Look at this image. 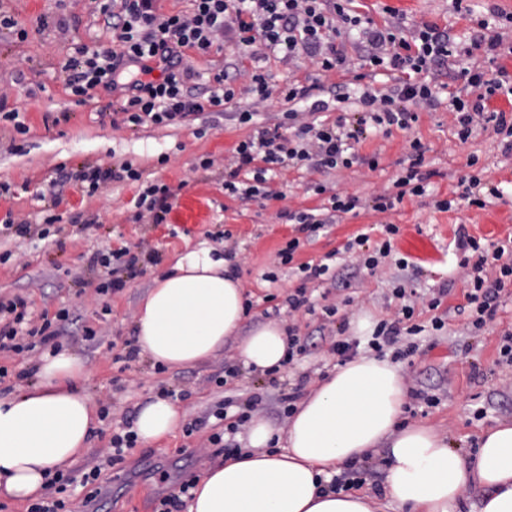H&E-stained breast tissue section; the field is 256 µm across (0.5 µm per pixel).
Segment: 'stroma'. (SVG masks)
I'll return each mask as SVG.
<instances>
[{
	"label": "stroma",
	"mask_w": 512,
	"mask_h": 512,
	"mask_svg": "<svg viewBox=\"0 0 512 512\" xmlns=\"http://www.w3.org/2000/svg\"><path fill=\"white\" fill-rule=\"evenodd\" d=\"M466 3L472 13L468 19L455 12L452 0H358L362 13L377 25L397 20L409 29L434 23L464 43L473 34V19L487 16L490 7L512 13V0ZM0 9L13 15L28 33L22 41L14 32L0 30V90L7 92L8 108L17 109L28 128L21 135L12 123L0 122V182L11 186L10 195L0 197V218L10 213L38 223L50 207L61 217L60 233L43 240L0 236V253L11 254L7 263L0 264V296L26 295L36 313L71 308L78 318L71 327L74 336L93 328L99 343L88 346L66 339L62 345L84 362L80 390L92 401L113 405L109 420L100 423L88 448L75 460V468L94 461L106 448L113 428L134 421L140 405L158 396L162 388L176 391L175 404L181 413V427L157 440L138 443L122 463L103 470L99 512H154L158 499L179 483L201 476L222 461L223 453L207 441L208 430L188 437L183 426L224 398L242 404L261 396L257 415L286 429L284 397L296 386L310 393L339 362L332 350L334 326H341L344 336L351 338L362 316L375 322L394 319L402 305L393 293L398 286L410 292L416 321L425 327L414 338L416 351L401 362L407 382V422L432 427L447 437L451 447L468 455L476 452L487 429L512 422V370L496 364L505 334L512 333V293H502L493 322L481 332H472L464 311L461 256L454 249L455 230L461 224L471 235L491 242L512 234V153L504 151L501 136L490 129L476 130L468 141L459 140L455 114L448 107L449 94L469 90L459 69L432 68L427 79L441 88L438 103L418 108L411 130L375 131L356 146L359 160L351 167L318 170L306 161L283 165L266 184V196L244 199L225 191L224 168L238 144L255 135L257 126L282 122L289 108L279 98L254 106L247 72H263L278 84L290 78L306 85L319 78L324 98L337 104L328 119L357 112L356 99L341 100L337 94L340 85L352 82L360 72L367 44L358 32L341 36L353 64L347 73L318 74L306 57L293 65L283 63L278 52L259 43L242 56L230 49L194 55L198 87H208L213 73L225 69L234 77L237 107H255L252 122L239 121L236 107H229L185 122L131 127L113 123L106 113L109 97L103 90L90 92L80 102L65 84L63 67L75 47L107 44L112 39L111 30L101 18L87 14L82 0H0ZM415 138L426 147L423 168L432 174L425 195L405 196L395 210L386 213L371 210L368 203L374 196L392 192L400 163ZM372 156L378 161L373 170L365 163ZM205 158L213 161L207 170L199 166ZM472 158L477 161L472 169L503 193L482 209L458 197V180L472 170L467 166ZM123 160L174 191L166 223L133 221L137 187L127 182L108 183L90 196L68 183L59 189L60 205L49 199L58 168L71 170L86 163L107 166ZM319 185L324 188L320 194L315 191ZM336 193L358 197L360 208L315 232L300 231L288 221V213L326 207ZM442 199L452 201L450 211L436 208V201ZM92 219L96 228L82 230L81 221ZM381 224L398 225L400 233L391 255L373 273L359 266L344 247L364 231L381 240L377 230ZM294 239L300 245L292 262L280 264L279 251ZM202 247H214L232 257L250 305L241 335L259 324L278 321L301 337L305 354L272 377L241 368L239 377L221 388L211 378L223 374L225 367L238 366L233 338L208 360L191 366L159 372L143 354L128 366L116 363V356L137 344L133 314L157 274L176 256ZM119 248L150 253L152 260L145 263L143 275L121 290L96 294L94 286L103 281L105 272L90 268L87 259ZM403 257L408 267L398 266ZM324 259L329 262L330 277L305 279L301 265ZM445 286L450 292L439 311L429 310V299ZM299 287L305 288L312 313H289L288 297ZM330 308L335 316H327ZM437 314L443 315L445 326L433 331L429 325Z\"/></svg>",
	"instance_id": "1"
}]
</instances>
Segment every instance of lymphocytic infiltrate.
<instances>
[{
	"label": "lymphocytic infiltrate",
	"mask_w": 512,
	"mask_h": 512,
	"mask_svg": "<svg viewBox=\"0 0 512 512\" xmlns=\"http://www.w3.org/2000/svg\"><path fill=\"white\" fill-rule=\"evenodd\" d=\"M84 2L90 14L103 17L106 27L111 28L113 42L76 48L64 65L69 72L68 83L79 97L97 89L114 93L113 113L135 126L183 122L206 109L233 103L235 90L227 82V73H214L206 92L197 91L193 83L196 71L187 61L189 52L205 55L229 46L243 54L260 41L280 48L284 62L304 55L327 73L347 63L344 47L337 42L341 27L362 28L370 47L362 62L371 71L386 72L392 89L380 94L372 84L362 85L358 97L361 110L350 120L340 116L331 123L301 125L297 111L291 109L284 113L280 126L259 128L253 139L236 148L233 165L224 177V188L230 193L239 192L247 198L260 195L271 164L297 160L324 169L350 167L354 156L348 151L349 142H363L377 129L410 130L418 119L415 106L438 101L435 85L421 78L436 64L462 67L476 92L470 100L457 95L450 99L460 141H467L475 129L490 127L505 137L504 149L512 152V119L505 110L490 105L492 97L499 95L512 104V72L497 62L503 46L498 29L512 25V15L499 9H490L488 17L478 20V35L464 46L435 24L424 23L406 33L396 26H377L350 9V0H192L191 11L169 15L160 12L159 0ZM477 50L494 63V70H485L474 61ZM249 90L261 103L276 95L288 102H304L313 115L328 108L321 97L323 87L316 79L307 85L289 80L277 86L255 71L250 76ZM425 151L420 140L411 141L408 165L394 181V193L375 196L373 211L384 213L395 209L405 196L425 195L427 176L421 171ZM244 172L251 174L254 183L241 189L237 179ZM141 178L138 169L123 161L109 167L89 164L74 172L63 171L58 181L84 184L94 193L111 181L137 182ZM172 196L167 185L150 184L135 199L134 221L148 218L156 224L164 223L172 209ZM455 248L463 254L460 266L466 271L465 298L471 325L480 330L495 317L506 286H512V238L488 247L462 224L457 228ZM96 261L113 274L112 279L96 286L99 294L120 290L126 279L141 273L139 256L126 248L97 256ZM395 295L403 301L398 320L378 323L369 345L378 351L394 347L396 357L401 359L413 354L416 345L411 341L399 346V336L412 338L424 327L415 321L414 305L405 303V289L396 288ZM73 319V312L66 307L36 315L26 297H0V351L20 355L38 346L57 347ZM101 474L98 464L87 468L78 479L55 472L45 481L42 501L32 504L28 512H73L64 492L74 483L86 488L85 502L96 501Z\"/></svg>",
	"instance_id": "lymphocytic-infiltrate-1"
}]
</instances>
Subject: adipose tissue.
<instances>
[{"mask_svg": "<svg viewBox=\"0 0 512 512\" xmlns=\"http://www.w3.org/2000/svg\"><path fill=\"white\" fill-rule=\"evenodd\" d=\"M229 266L211 247L179 256L136 312L141 352L182 367L205 361L237 335L245 297ZM237 351L245 367L265 372L285 359L288 332L266 323ZM83 375L82 360L64 351L45 359L33 388L0 398V496L38 497L45 472L66 468L87 448L98 419L77 389ZM406 392L400 366L389 360L362 356L338 365L297 403L287 431L251 418L248 451L204 472L188 512H380L368 494L328 487L332 474L379 448L388 495L406 512H456L474 485L484 490L479 512H512V423L490 428L471 458L432 428L403 424ZM180 418L173 402L154 397L140 406L134 430L149 442L172 432ZM281 438L286 451L271 452Z\"/></svg>", "mask_w": 512, "mask_h": 512, "instance_id": "1", "label": "adipose tissue"}]
</instances>
